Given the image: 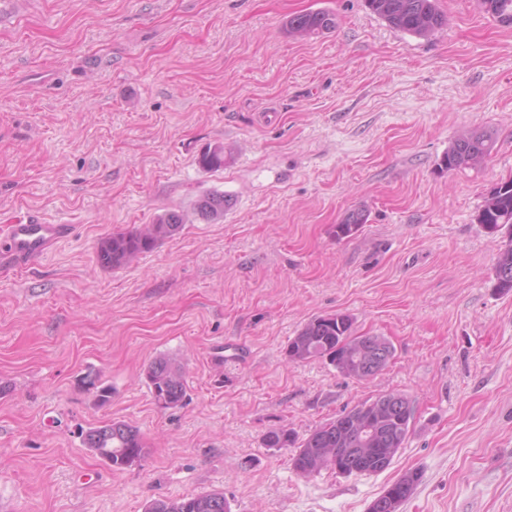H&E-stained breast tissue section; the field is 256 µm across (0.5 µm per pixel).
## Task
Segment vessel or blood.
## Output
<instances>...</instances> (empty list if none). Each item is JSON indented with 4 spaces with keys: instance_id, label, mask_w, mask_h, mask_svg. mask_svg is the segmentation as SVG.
Listing matches in <instances>:
<instances>
[{
    "instance_id": "1",
    "label": "vessel or blood",
    "mask_w": 512,
    "mask_h": 512,
    "mask_svg": "<svg viewBox=\"0 0 512 512\" xmlns=\"http://www.w3.org/2000/svg\"><path fill=\"white\" fill-rule=\"evenodd\" d=\"M66 224H44L27 218L13 221L0 232V252L17 267L26 266L44 254L50 245L67 237Z\"/></svg>"
}]
</instances>
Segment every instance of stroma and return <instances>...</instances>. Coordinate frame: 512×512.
<instances>
[{"label": "stroma", "mask_w": 512, "mask_h": 512, "mask_svg": "<svg viewBox=\"0 0 512 512\" xmlns=\"http://www.w3.org/2000/svg\"><path fill=\"white\" fill-rule=\"evenodd\" d=\"M428 38L364 0H13L0 15V221L71 233L25 268L0 264V512H145L213 490L231 512H368L404 473L400 512H512V292L502 236L476 217L512 177V27L479 0H438ZM326 11L329 32L289 35ZM490 133L478 167L440 163ZM224 146L223 170L197 158ZM231 206L210 222L199 198ZM367 220L346 238L347 213ZM180 232L125 266L99 242L166 212ZM352 317L394 360L357 380L284 349L309 320ZM182 365L159 407L145 369ZM97 375L99 404L81 379ZM412 400L411 432L371 475L294 471L272 429L305 438L364 400ZM136 427L116 471L85 432ZM336 25L335 18L325 11H311L294 15L288 19L289 34L312 36L331 30ZM229 205L230 200L224 196V192L211 191L199 199L197 211L203 219L217 221L224 217V209ZM145 378L154 401L161 408L177 407L187 395L182 368L174 358L156 357L148 365Z\"/></svg>", "instance_id": "stroma-1"}]
</instances>
